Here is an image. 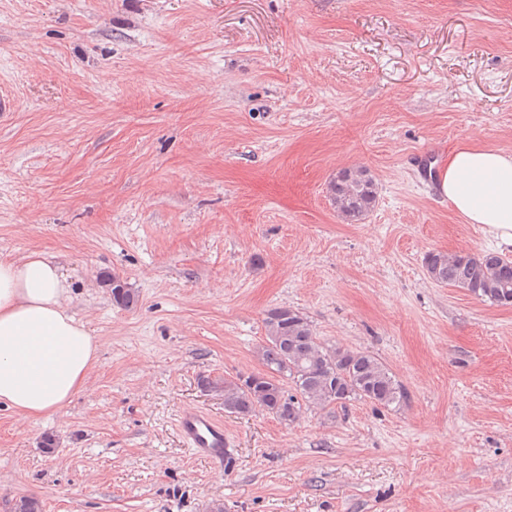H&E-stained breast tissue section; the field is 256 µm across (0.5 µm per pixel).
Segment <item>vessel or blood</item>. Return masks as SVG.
Wrapping results in <instances>:
<instances>
[{
  "label": "vessel or blood",
  "instance_id": "vessel-or-blood-1",
  "mask_svg": "<svg viewBox=\"0 0 512 512\" xmlns=\"http://www.w3.org/2000/svg\"><path fill=\"white\" fill-rule=\"evenodd\" d=\"M177 431L195 455L210 461H224L233 446L224 432L223 424L198 408L180 412Z\"/></svg>",
  "mask_w": 512,
  "mask_h": 512
}]
</instances>
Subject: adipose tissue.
Here are the masks:
<instances>
[{
	"instance_id": "ef3b65f1",
	"label": "adipose tissue",
	"mask_w": 512,
	"mask_h": 512,
	"mask_svg": "<svg viewBox=\"0 0 512 512\" xmlns=\"http://www.w3.org/2000/svg\"><path fill=\"white\" fill-rule=\"evenodd\" d=\"M439 189L456 212L512 250V156L460 144ZM60 267L38 252L0 259V402L28 418L60 411L81 392L99 345L66 310Z\"/></svg>"
}]
</instances>
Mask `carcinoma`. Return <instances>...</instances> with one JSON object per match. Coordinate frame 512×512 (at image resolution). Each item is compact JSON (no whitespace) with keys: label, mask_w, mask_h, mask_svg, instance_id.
<instances>
[{"label":"carcinoma","mask_w":512,"mask_h":512,"mask_svg":"<svg viewBox=\"0 0 512 512\" xmlns=\"http://www.w3.org/2000/svg\"><path fill=\"white\" fill-rule=\"evenodd\" d=\"M330 204L347 224L365 220L375 206L376 180L365 166L339 170L327 186ZM426 273L441 286L461 288L495 306H512V261L493 252L431 251L424 257ZM112 300L130 308L136 292L112 276ZM265 339L258 354L264 372L213 381L224 392V410L245 417L261 409L285 425L297 423L308 410L346 411L353 402L376 409L406 404L409 393L373 353L328 345L316 336L300 311L276 306L265 311Z\"/></svg>","instance_id":"carcinoma-1"}]
</instances>
